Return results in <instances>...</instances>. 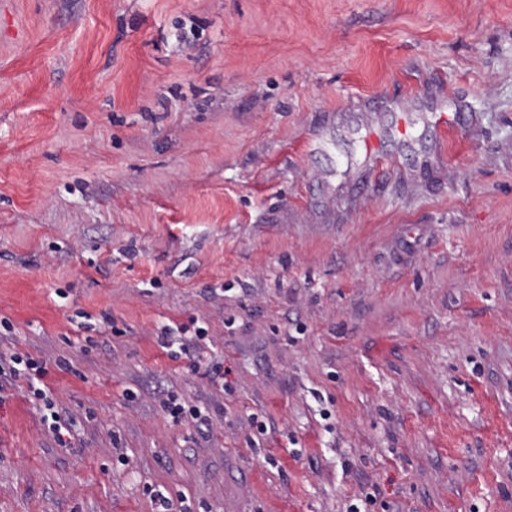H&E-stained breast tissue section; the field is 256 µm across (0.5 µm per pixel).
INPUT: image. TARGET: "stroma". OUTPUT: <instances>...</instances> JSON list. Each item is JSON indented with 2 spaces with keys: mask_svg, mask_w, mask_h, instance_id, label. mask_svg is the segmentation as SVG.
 I'll use <instances>...</instances> for the list:
<instances>
[{
  "mask_svg": "<svg viewBox=\"0 0 512 512\" xmlns=\"http://www.w3.org/2000/svg\"><path fill=\"white\" fill-rule=\"evenodd\" d=\"M1 314L0 512H512V0H0ZM196 324L197 319L194 317H190L187 322L167 324L158 334L157 341L161 347L166 349L177 345L178 351H170L172 358H181L182 355L191 358V352L196 346V339H202L206 334L202 327H195ZM50 369L46 362L31 358L29 355L14 352L9 361L2 363L0 359V409L9 403L14 397L13 391L19 388V381H24L27 390L24 391L29 401L43 400L49 414L44 415L43 420L49 421V428L54 442L60 448H72L74 437L72 416L62 418L54 410V388L49 383Z\"/></svg>",
  "mask_w": 512,
  "mask_h": 512,
  "instance_id": "stroma-1",
  "label": "stroma"
}]
</instances>
